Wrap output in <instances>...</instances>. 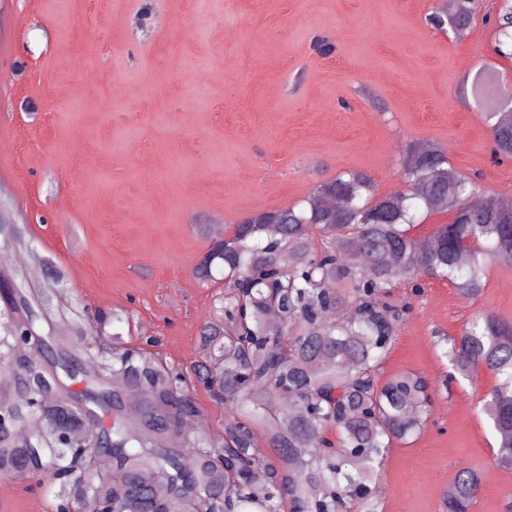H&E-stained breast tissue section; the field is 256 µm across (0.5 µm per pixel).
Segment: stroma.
Listing matches in <instances>:
<instances>
[{"instance_id": "stroma-1", "label": "stroma", "mask_w": 512, "mask_h": 512, "mask_svg": "<svg viewBox=\"0 0 512 512\" xmlns=\"http://www.w3.org/2000/svg\"><path fill=\"white\" fill-rule=\"evenodd\" d=\"M434 0H0V199L30 250L4 257L31 286L61 268L54 305L129 313L125 342L154 340L181 367L201 357L216 289L194 267L200 225L295 204L346 170L404 189L411 142L447 150L483 196L512 197V160L494 161L467 79L495 61L483 0L464 36L426 21ZM334 51L313 52L316 37ZM22 73H15L16 63ZM410 309L380 370L422 374L428 427L385 459L383 512H444L460 467L481 475L471 512H506L512 470L475 409L496 380L448 382L443 338L478 313L512 318V270L490 265L481 297L426 279L398 290ZM54 489L0 476V512H54Z\"/></svg>"}]
</instances>
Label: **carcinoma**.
Masks as SVG:
<instances>
[{
  "label": "carcinoma",
  "instance_id": "obj_1",
  "mask_svg": "<svg viewBox=\"0 0 512 512\" xmlns=\"http://www.w3.org/2000/svg\"><path fill=\"white\" fill-rule=\"evenodd\" d=\"M479 0L434 7L452 32L470 27ZM493 52L512 59V0L494 17ZM512 84L492 67L471 81L475 104ZM493 155L512 158V112H487ZM406 189L376 193L371 178L348 170L316 185L296 205L259 211L216 239L194 268L215 283L213 317L201 330L202 360L186 375L122 334L105 337L107 318L75 309L73 334L53 335V286L14 284L0 308V368L18 340L33 333L47 364L13 373L0 392V475L48 473L57 512H380L377 489L396 441L419 434L430 417L426 380L400 372L379 382L410 303L391 288L444 280L470 300L482 295L489 265L512 268V198L487 204L476 177L458 171L448 152L413 142L402 161ZM448 214L425 237L413 230ZM26 225L0 224V242L25 244ZM450 379L498 383L481 412L512 468V319L492 312L446 339ZM68 379L82 388L73 390ZM232 406L224 434L190 435L200 414L194 385ZM265 437L271 454L252 451ZM479 474L460 468L446 512H470Z\"/></svg>",
  "mask_w": 512,
  "mask_h": 512
}]
</instances>
